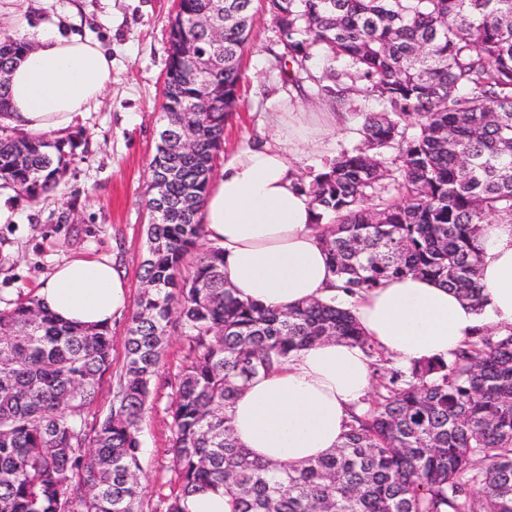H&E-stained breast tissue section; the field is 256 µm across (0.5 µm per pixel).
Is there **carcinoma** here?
<instances>
[{
    "instance_id": "obj_1",
    "label": "carcinoma",
    "mask_w": 512,
    "mask_h": 512,
    "mask_svg": "<svg viewBox=\"0 0 512 512\" xmlns=\"http://www.w3.org/2000/svg\"><path fill=\"white\" fill-rule=\"evenodd\" d=\"M216 0H176L170 21L163 129L197 108L193 152L159 138L149 164L148 255L106 417L85 412L112 367L111 328L60 324L35 298L0 309V512H134L140 426L170 329L186 347L165 383L171 445L163 512L222 487L234 512H512V333L482 335L448 359L377 382L331 454L302 464L263 463L236 441L228 408L259 374L292 352L339 339L370 353L351 311L314 301L286 311L236 298L224 250L205 245L199 219L242 81L254 0H233L224 50L209 80L214 109L180 80V40ZM278 32L275 62L298 89L339 105L373 97L367 149L344 152L309 182L330 267L352 296L409 274L479 304L475 239L492 218L512 222V0H264ZM0 34V72L26 51ZM326 55L349 68L311 72ZM81 140L17 135L0 127V184L31 200L52 192ZM397 149L388 162L384 150ZM175 168L178 175L166 178ZM394 184L399 197L386 191ZM197 253L195 261L187 258Z\"/></svg>"
}]
</instances>
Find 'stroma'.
Instances as JSON below:
<instances>
[{"label":"stroma","mask_w":512,"mask_h":512,"mask_svg":"<svg viewBox=\"0 0 512 512\" xmlns=\"http://www.w3.org/2000/svg\"><path fill=\"white\" fill-rule=\"evenodd\" d=\"M174 0H0V30L49 26L64 36L100 41L112 52V83L99 105L79 117L75 129L83 145L58 186L39 201L1 188L8 209L0 220V309L34 294L50 270L74 254L113 258L124 271L130 299L140 293V266L147 253L145 202L149 162L161 119L168 41ZM277 39L272 20L258 12L242 58L244 78L239 107L224 126L221 155L228 156L271 134L272 117L283 98L301 111H331L324 98L304 96L285 84L269 53ZM378 103L355 96L344 110V124L326 134L322 145L301 149L295 166L300 178L321 172L341 153L362 147L363 115ZM128 315L112 322V367L100 381L95 401L85 412L87 426L105 417L112 405L125 360ZM171 390L156 382L141 424V496L138 512H159L170 474Z\"/></svg>","instance_id":"1"}]
</instances>
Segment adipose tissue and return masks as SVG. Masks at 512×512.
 I'll list each match as a JSON object with an SVG mask.
<instances>
[{"label": "adipose tissue", "mask_w": 512, "mask_h": 512, "mask_svg": "<svg viewBox=\"0 0 512 512\" xmlns=\"http://www.w3.org/2000/svg\"><path fill=\"white\" fill-rule=\"evenodd\" d=\"M23 33L32 48L11 69L9 112L0 121L27 133H64L111 84L112 57L93 40L42 28ZM332 121L329 112L317 125L308 113L282 112L269 140L227 157L210 182L201 222L207 241L224 250V279L235 296L281 309L336 299L352 310L370 343L408 366L449 357L489 329L512 333V223L501 220L482 225L475 242L481 305L413 275L356 298L337 290L315 226L318 210L292 165L298 147L320 139ZM36 297L60 321L101 327L125 312L128 288L110 259L80 254L56 266ZM370 386L360 347L317 343L250 381L229 411L231 426L261 461L314 460L342 443L350 413Z\"/></svg>", "instance_id": "ef3b65f1"}]
</instances>
